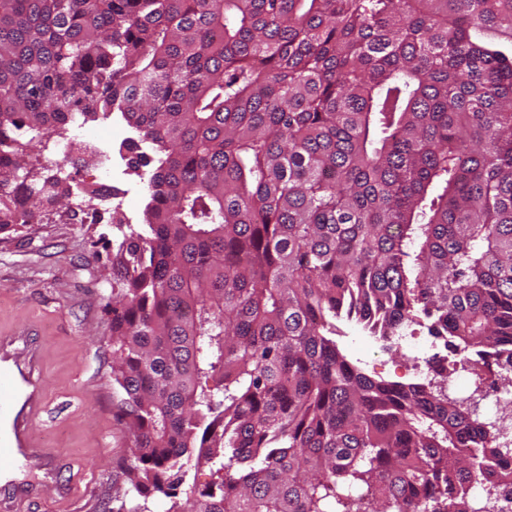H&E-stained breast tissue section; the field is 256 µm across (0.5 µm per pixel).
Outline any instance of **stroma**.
Segmentation results:
<instances>
[{
	"label": "stroma",
	"mask_w": 512,
	"mask_h": 512,
	"mask_svg": "<svg viewBox=\"0 0 512 512\" xmlns=\"http://www.w3.org/2000/svg\"><path fill=\"white\" fill-rule=\"evenodd\" d=\"M112 200L100 208L72 200L33 228L0 233V336L32 332L41 348V383L47 407L33 435L52 454L47 464L31 459L15 475L24 497L0 486V512H118L128 487L130 441L119 419L112 381V247L120 233L113 214L139 224L149 196L129 161L111 180ZM100 221H92V213ZM338 347L375 379L412 383L417 360L429 357L426 326L417 327L422 347L384 350L368 342L352 322L339 325Z\"/></svg>",
	"instance_id": "stroma-1"
}]
</instances>
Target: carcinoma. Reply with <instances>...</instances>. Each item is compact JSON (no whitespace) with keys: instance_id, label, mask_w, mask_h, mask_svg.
Returning <instances> with one entry per match:
<instances>
[{"instance_id":"1","label":"carcinoma","mask_w":512,"mask_h":512,"mask_svg":"<svg viewBox=\"0 0 512 512\" xmlns=\"http://www.w3.org/2000/svg\"><path fill=\"white\" fill-rule=\"evenodd\" d=\"M115 110L161 153L106 304L126 512H485L512 448L448 379L512 383V0H0V233ZM421 315L426 382L336 343Z\"/></svg>"}]
</instances>
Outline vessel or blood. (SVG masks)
Masks as SVG:
<instances>
[{"mask_svg":"<svg viewBox=\"0 0 512 512\" xmlns=\"http://www.w3.org/2000/svg\"><path fill=\"white\" fill-rule=\"evenodd\" d=\"M40 355L26 333L0 339V477L34 455L42 393Z\"/></svg>","mask_w":512,"mask_h":512,"instance_id":"obj_1","label":"vessel or blood"}]
</instances>
